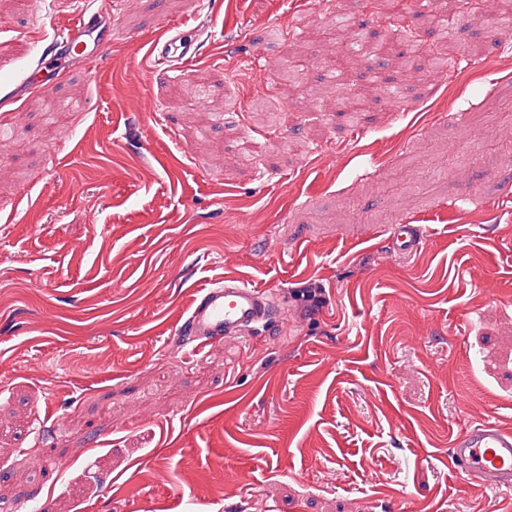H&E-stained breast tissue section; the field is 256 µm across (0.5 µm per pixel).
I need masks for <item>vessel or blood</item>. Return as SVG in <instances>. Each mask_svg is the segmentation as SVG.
I'll use <instances>...</instances> for the list:
<instances>
[{
    "mask_svg": "<svg viewBox=\"0 0 512 512\" xmlns=\"http://www.w3.org/2000/svg\"><path fill=\"white\" fill-rule=\"evenodd\" d=\"M90 26L77 19L61 47L54 50L52 64L61 68L66 59L82 49ZM160 56L179 66L197 59L201 43L194 30L182 25L171 28L170 36L156 43ZM420 229L414 224L396 226L392 240L402 253L412 252ZM281 311L265 290L237 278H227L200 288L189 309L183 331L192 351H203L210 344L245 336L257 328L280 320ZM451 458L458 470L503 492H512V433L490 422H478L460 433L452 442Z\"/></svg>",
    "mask_w": 512,
    "mask_h": 512,
    "instance_id": "vessel-or-blood-1",
    "label": "vessel or blood"
}]
</instances>
